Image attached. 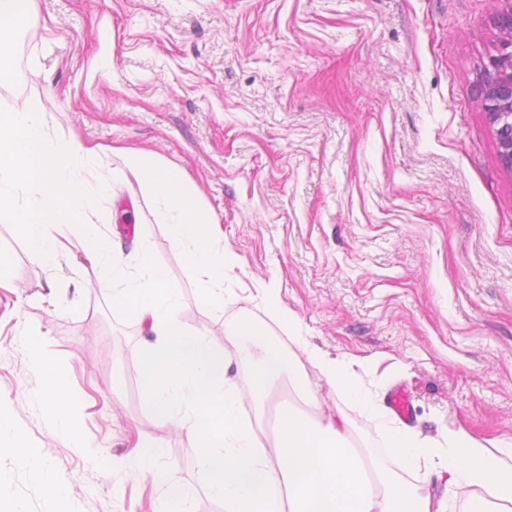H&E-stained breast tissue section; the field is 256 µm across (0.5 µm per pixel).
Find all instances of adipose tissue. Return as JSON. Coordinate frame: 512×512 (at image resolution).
Returning <instances> with one entry per match:
<instances>
[{
	"instance_id": "adipose-tissue-1",
	"label": "adipose tissue",
	"mask_w": 512,
	"mask_h": 512,
	"mask_svg": "<svg viewBox=\"0 0 512 512\" xmlns=\"http://www.w3.org/2000/svg\"><path fill=\"white\" fill-rule=\"evenodd\" d=\"M110 175L98 149L49 133L40 100L0 113V222L15 225L32 260L47 269L56 265L62 239H78L97 286L111 291L115 307L149 327L156 341L140 360L143 404L152 419L196 435L201 479L224 512H442L430 494L400 478L422 462L448 483L470 489L469 512H486L489 502L495 512H512V450L489 448L461 429L449 431L446 447H435L391 419L341 362L316 350L298 359L247 323H226L220 347L187 328L179 319V291L155 262L153 242L141 239L129 261L101 230L97 205ZM115 175L136 182L156 202L171 245L199 278L201 300L223 309L224 278L236 257L222 246L220 225L185 173L151 152L132 150ZM26 347L44 378L48 418L71 447H83L65 369L41 353L36 336H28ZM233 354L250 366L247 390L225 377ZM307 361L377 421L395 470L381 469L371 452L352 447L341 415L313 423L291 407L277 416L274 446L259 442L256 416L280 379H291L299 405H317L304 376ZM164 458L163 445L147 440L129 467L162 487L163 512H191L189 492L169 479Z\"/></svg>"
}]
</instances>
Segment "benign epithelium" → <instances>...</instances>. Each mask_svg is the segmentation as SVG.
I'll return each mask as SVG.
<instances>
[{"label": "benign epithelium", "mask_w": 512, "mask_h": 512, "mask_svg": "<svg viewBox=\"0 0 512 512\" xmlns=\"http://www.w3.org/2000/svg\"><path fill=\"white\" fill-rule=\"evenodd\" d=\"M495 24L502 37L496 53L476 73L474 86L494 130L501 160L512 168V0L496 14Z\"/></svg>", "instance_id": "obj_1"}]
</instances>
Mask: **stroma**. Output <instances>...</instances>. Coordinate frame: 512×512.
Here are the masks:
<instances>
[{"label":"stroma","mask_w":512,"mask_h":512,"mask_svg":"<svg viewBox=\"0 0 512 512\" xmlns=\"http://www.w3.org/2000/svg\"><path fill=\"white\" fill-rule=\"evenodd\" d=\"M501 0H33L1 37L0 111L41 99L50 129L87 146L152 152L181 168L238 264L216 312L201 302L154 201L116 185L106 225L131 251L151 239L180 290V320L223 345L242 321L294 344L266 305L274 289L307 345L340 361L385 405L405 386L420 437L465 430L512 445V169L499 157L473 81L493 53ZM0 411L63 486L70 512H160L151 478L125 463L139 439L163 442L193 512H224L203 487L197 440L151 422L139 358L153 338L81 283L83 249L54 269L0 223ZM35 328L70 379L86 442L71 448L43 403L24 347ZM305 374L323 413L343 409L351 438L375 449L376 423L342 403L321 370ZM445 512L466 490L421 468L405 477ZM54 512L17 456L0 455V510Z\"/></svg>","instance_id":"obj_1"}]
</instances>
